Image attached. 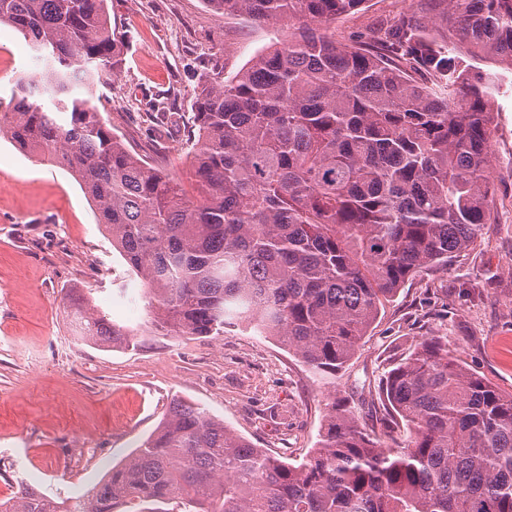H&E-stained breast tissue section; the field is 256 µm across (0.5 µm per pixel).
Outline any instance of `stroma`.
I'll return each instance as SVG.
<instances>
[{
  "label": "stroma",
  "mask_w": 512,
  "mask_h": 512,
  "mask_svg": "<svg viewBox=\"0 0 512 512\" xmlns=\"http://www.w3.org/2000/svg\"><path fill=\"white\" fill-rule=\"evenodd\" d=\"M125 40L118 81L99 86L107 127L148 162L182 173L195 90L220 69L235 74L289 29L216 14L205 0H110ZM406 0H365L330 24L340 42L364 41ZM42 67L13 27L0 25V102ZM491 222L447 267L417 274L385 302L336 375L314 373L270 338L157 335L143 285L97 224L64 170L0 136V499L32 487L59 499L92 488L161 422L172 398L205 408L237 434L291 462L314 447L330 402L389 443L379 386L393 357L444 336L469 370L512 394V88L503 87L490 134ZM136 330L137 349L78 339L68 291Z\"/></svg>",
  "instance_id": "35a3bbf8"
}]
</instances>
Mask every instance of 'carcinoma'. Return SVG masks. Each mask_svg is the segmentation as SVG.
Returning <instances> with one entry per match:
<instances>
[{"label": "carcinoma", "instance_id": "cac0c4a2", "mask_svg": "<svg viewBox=\"0 0 512 512\" xmlns=\"http://www.w3.org/2000/svg\"><path fill=\"white\" fill-rule=\"evenodd\" d=\"M205 2L294 32L234 76L218 70L199 84L185 142L191 190L133 154L93 103L124 54L108 0H0V24L45 60L39 80L15 83L0 136L79 184L145 286L159 335L252 331L334 376L385 301L474 248L491 220L489 126L504 74L475 60L512 67V0H440L455 23L448 39L412 12L360 45L325 26L366 0ZM76 85L86 96L72 95ZM67 299L80 337L138 344L132 329ZM382 395L404 442L378 445L333 402L297 463L175 398L88 501L65 510L24 488L0 512H512V394L431 336L393 363Z\"/></svg>", "mask_w": 512, "mask_h": 512}]
</instances>
